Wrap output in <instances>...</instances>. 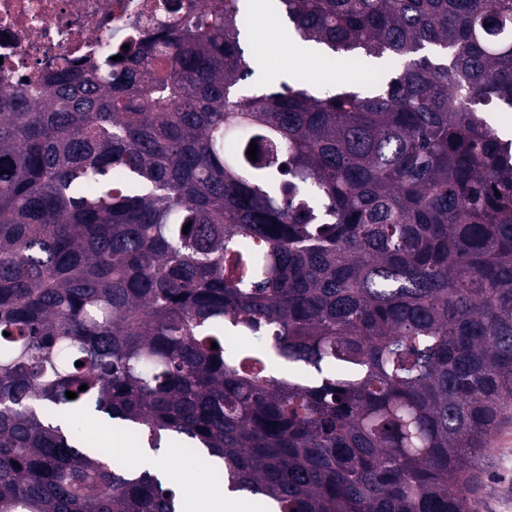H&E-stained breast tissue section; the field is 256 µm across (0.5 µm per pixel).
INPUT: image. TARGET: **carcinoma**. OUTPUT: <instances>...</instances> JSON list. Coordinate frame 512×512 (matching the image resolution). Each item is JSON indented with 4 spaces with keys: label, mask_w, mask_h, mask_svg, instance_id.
<instances>
[{
    "label": "carcinoma",
    "mask_w": 512,
    "mask_h": 512,
    "mask_svg": "<svg viewBox=\"0 0 512 512\" xmlns=\"http://www.w3.org/2000/svg\"><path fill=\"white\" fill-rule=\"evenodd\" d=\"M269 5L396 70L258 87L246 2L202 0L117 77L0 90V512H177L65 406L276 512H472L512 403V0Z\"/></svg>",
    "instance_id": "cac0c4a2"
}]
</instances>
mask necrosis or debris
I'll list each match as a JSON object with an SVG mask.
<instances>
[{
	"label": "necrosis or debris",
	"mask_w": 512,
	"mask_h": 512,
	"mask_svg": "<svg viewBox=\"0 0 512 512\" xmlns=\"http://www.w3.org/2000/svg\"><path fill=\"white\" fill-rule=\"evenodd\" d=\"M0 0V89L37 86L54 69L102 60L112 35L145 34L193 17L199 0Z\"/></svg>",
	"instance_id": "necrosis-or-debris-1"
}]
</instances>
